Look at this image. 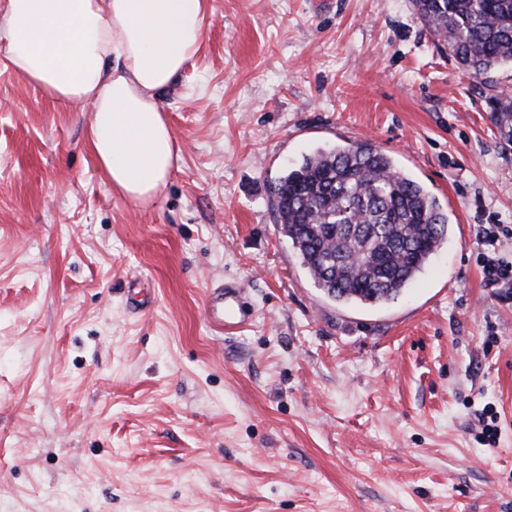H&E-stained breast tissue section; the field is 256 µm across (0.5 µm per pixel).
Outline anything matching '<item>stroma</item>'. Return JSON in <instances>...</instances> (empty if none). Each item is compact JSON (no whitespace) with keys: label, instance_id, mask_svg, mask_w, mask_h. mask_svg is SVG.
Segmentation results:
<instances>
[{"label":"stroma","instance_id":"obj_1","mask_svg":"<svg viewBox=\"0 0 512 512\" xmlns=\"http://www.w3.org/2000/svg\"><path fill=\"white\" fill-rule=\"evenodd\" d=\"M160 97L179 159L141 205L101 176L87 107L0 56V512H512V143L411 0H207ZM372 140L452 231L383 307L315 287L270 187ZM241 284L234 332L212 288ZM499 413L496 443L479 438ZM512 237L509 224H483L478 235V263L484 282L490 288H512V262L497 256L498 242L502 237Z\"/></svg>","mask_w":512,"mask_h":512}]
</instances>
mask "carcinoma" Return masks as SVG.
Here are the masks:
<instances>
[{
  "label": "carcinoma",
  "instance_id": "1",
  "mask_svg": "<svg viewBox=\"0 0 512 512\" xmlns=\"http://www.w3.org/2000/svg\"><path fill=\"white\" fill-rule=\"evenodd\" d=\"M424 26L478 77L512 64V0H413ZM512 142V96H490ZM278 224L315 286L340 303L395 300L448 237V213L369 141L318 148L270 190Z\"/></svg>",
  "mask_w": 512,
  "mask_h": 512
}]
</instances>
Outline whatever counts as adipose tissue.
<instances>
[{"label":"adipose tissue","instance_id":"1","mask_svg":"<svg viewBox=\"0 0 512 512\" xmlns=\"http://www.w3.org/2000/svg\"><path fill=\"white\" fill-rule=\"evenodd\" d=\"M205 0H0V56L27 84L92 117L104 178L145 204L177 161L158 102L198 54Z\"/></svg>","mask_w":512,"mask_h":512}]
</instances>
